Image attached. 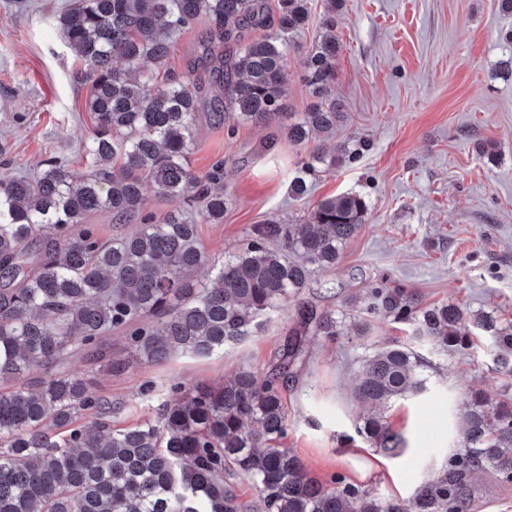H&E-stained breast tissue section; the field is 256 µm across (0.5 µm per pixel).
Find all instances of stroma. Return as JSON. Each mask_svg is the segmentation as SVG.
Returning <instances> with one entry per match:
<instances>
[{
	"instance_id": "35a3bbf8",
	"label": "stroma",
	"mask_w": 512,
	"mask_h": 512,
	"mask_svg": "<svg viewBox=\"0 0 512 512\" xmlns=\"http://www.w3.org/2000/svg\"><path fill=\"white\" fill-rule=\"evenodd\" d=\"M66 0H0V174L33 172L51 155L77 160L93 122L85 107L82 64L52 25ZM308 26L287 56L284 109L301 113L312 101L303 59L323 35L328 0H309ZM211 25L200 19L175 38L167 67H195L204 86L196 144L187 158L203 178L223 162L227 200L218 221L199 220L210 261L246 244L250 225L276 217L302 222L323 198L355 193L367 202L366 221L343 248L336 268L316 271L306 288L274 312L258 335L207 357L175 356L127 371L96 372L98 395L121 406L119 425L133 426L177 399L180 381L220 384L241 371L280 375L291 448L309 475L367 485L406 500L447 461L457 441L462 403L470 390L498 398L512 379L492 369L490 340L460 354L419 353L427 365L425 393L395 404L391 420L405 446L371 468L350 459L369 452L354 425L367 409L352 390L365 356L406 342L404 324L372 319L358 335L354 317L368 288L380 281L407 289L423 306L452 301L467 313L495 312L512 322V52L500 42L512 13L500 0H344L336 15L341 50L331 96L344 121L309 146L288 142L276 125L217 119L224 87L211 65L197 64ZM364 142L360 155L318 173L309 195L292 199L288 186L312 150ZM499 148L496 159L480 153ZM345 318L336 339L304 334L301 306ZM301 334L302 356L282 366L290 335ZM467 493L476 512H512V484L484 472Z\"/></svg>"
}]
</instances>
